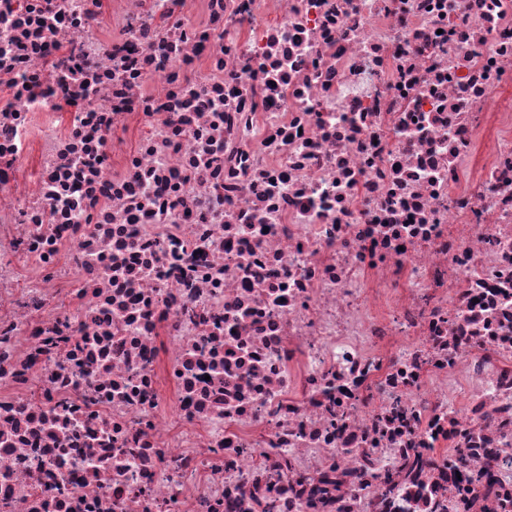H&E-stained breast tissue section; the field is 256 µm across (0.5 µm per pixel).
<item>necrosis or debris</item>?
I'll use <instances>...</instances> for the list:
<instances>
[{"label":"necrosis or debris","instance_id":"obj_1","mask_svg":"<svg viewBox=\"0 0 512 512\" xmlns=\"http://www.w3.org/2000/svg\"><path fill=\"white\" fill-rule=\"evenodd\" d=\"M0 512H512V0H0Z\"/></svg>","mask_w":512,"mask_h":512}]
</instances>
